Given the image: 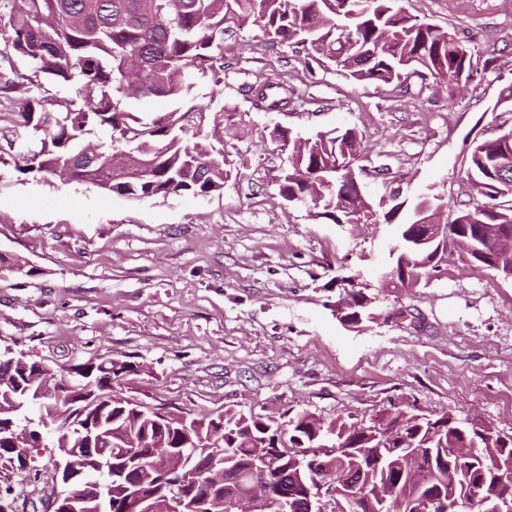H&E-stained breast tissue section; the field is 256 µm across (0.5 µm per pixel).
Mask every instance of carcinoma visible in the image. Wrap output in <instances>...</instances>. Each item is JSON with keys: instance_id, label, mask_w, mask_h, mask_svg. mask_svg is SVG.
Segmentation results:
<instances>
[{"instance_id": "obj_1", "label": "carcinoma", "mask_w": 512, "mask_h": 512, "mask_svg": "<svg viewBox=\"0 0 512 512\" xmlns=\"http://www.w3.org/2000/svg\"><path fill=\"white\" fill-rule=\"evenodd\" d=\"M88 0H15L7 23L0 30L4 47L0 61L11 76L0 72V95L14 104L13 123L39 137L37 145L20 155L15 170L47 180L69 171L73 180L94 187L105 196L129 201L140 197L163 198L190 194L207 197L224 188L227 177L223 153L210 144L186 137L190 111L175 108L160 118L133 112L131 99L163 98L172 103L185 99L193 84L175 78L189 71L218 87L223 83L224 35L251 23L280 44L308 46L334 62L352 80L402 88L411 75L444 82L450 89L467 86L474 78L472 57L460 52L456 35L422 23L398 6L399 0H372L366 10L361 0H94L95 8L83 14ZM28 61L22 73L13 58ZM74 87V94L40 97L41 79ZM254 105L262 110L285 108L297 89L279 76L267 77L252 88ZM109 134L99 154L87 155V136L96 130ZM300 168H290L280 184V195L290 202L311 201L310 186L318 178L336 179V162L347 156L360 159L361 139L353 129L318 131L288 140ZM492 134L477 142L468 157V171L482 184L478 194L492 202L488 208L470 209L454 203L458 226L450 234L479 224L512 225V176L504 178ZM351 190L342 197L328 194L313 203L314 217L331 224L352 221L347 205ZM395 201L385 213L388 224L407 223L400 215L405 202ZM483 257L472 264L491 268L493 245L480 237ZM397 280L411 288L436 268L431 255L410 253L396 261ZM139 365L127 361L87 364L86 385L95 389L99 413L93 423L112 438H142L153 432L154 417L145 406H131L114 397L113 386ZM9 403L0 394V473L29 466L33 456L14 448L9 440L29 425L25 398ZM224 423L220 448L205 447L213 420ZM348 414L316 424L305 411L286 420L260 417L235 407L220 414H189L186 423L172 421L171 446L195 467L203 456H217L236 474L224 481V494L248 489L246 474L254 467V442L269 448L268 475L292 501L289 512H304L296 485L303 453L319 439L353 426ZM401 431L406 446L365 432H350L347 447L331 457L312 454L309 478H320L343 468L368 485L356 512H420L429 492L448 493V459L453 449L472 448L458 468L457 499L462 512H483L480 503L492 494L512 488V435L494 448L483 432L464 419L444 413H426L416 407L406 411ZM127 455L138 471V483L114 480L112 469L82 456L76 470L110 487L112 500L135 499L154 489L168 491L177 477L157 479V466L148 448L114 447L105 456Z\"/></svg>"}]
</instances>
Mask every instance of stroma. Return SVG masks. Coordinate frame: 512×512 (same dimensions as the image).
Wrapping results in <instances>:
<instances>
[{
  "mask_svg": "<svg viewBox=\"0 0 512 512\" xmlns=\"http://www.w3.org/2000/svg\"><path fill=\"white\" fill-rule=\"evenodd\" d=\"M418 21L466 40L474 79L448 93L356 83L307 48L271 44L245 25L224 39V86L198 82L183 108L216 101L201 134L224 153L221 192L129 202L95 188L16 171L25 130L0 120V350L53 366L140 365L116 389L193 414L233 405L258 415L308 412L364 420L390 405L473 417L512 434V279L449 252L427 283L381 281L395 227L382 214L327 224L282 199L290 151L275 134L353 128L363 135L359 182L379 200L438 195L476 206L466 180L474 138L512 124L496 103L512 84V0H399ZM493 66H486L488 57ZM280 74L304 93L287 110L253 104ZM368 286L376 317L343 326L335 280ZM53 443L14 487L51 486Z\"/></svg>",
  "mask_w": 512,
  "mask_h": 512,
  "instance_id": "stroma-1",
  "label": "stroma"
}]
</instances>
